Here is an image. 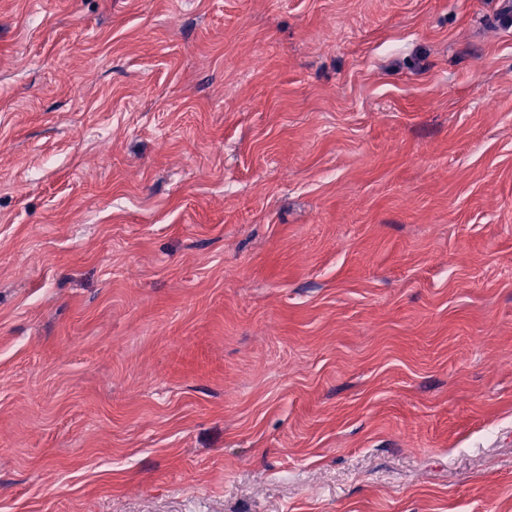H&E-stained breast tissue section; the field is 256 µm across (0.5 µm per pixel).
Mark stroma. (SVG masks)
<instances>
[{
    "label": "stroma",
    "mask_w": 512,
    "mask_h": 512,
    "mask_svg": "<svg viewBox=\"0 0 512 512\" xmlns=\"http://www.w3.org/2000/svg\"><path fill=\"white\" fill-rule=\"evenodd\" d=\"M499 6L0 0V512H512Z\"/></svg>",
    "instance_id": "stroma-1"
}]
</instances>
